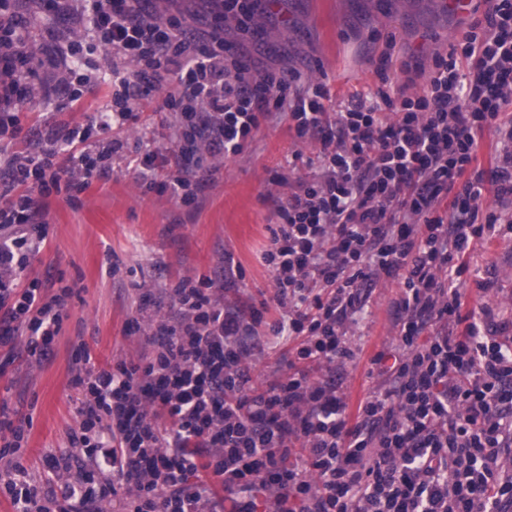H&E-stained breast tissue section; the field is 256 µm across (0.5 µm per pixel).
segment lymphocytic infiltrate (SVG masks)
<instances>
[{
    "mask_svg": "<svg viewBox=\"0 0 512 512\" xmlns=\"http://www.w3.org/2000/svg\"><path fill=\"white\" fill-rule=\"evenodd\" d=\"M207 2L202 31L155 0H71L87 40L64 53L111 61L112 106L44 124L40 151L0 158V348L41 366L67 316L71 288L19 282L46 237L38 198L75 201L118 160L143 192L196 204L201 174L279 116L314 156L303 176L287 162L264 195L278 219L262 255L274 297L227 299L242 275L228 252L219 275L141 289L127 330L144 354L100 367L75 348L78 426L40 474L23 460L30 418L0 406V495L14 512H512V337L478 322L462 292L474 242L512 223V0L436 55L419 90L383 62L376 90L333 112L311 75L229 54L225 22L248 31L257 0ZM26 3L0 0V139L18 133L15 105L45 91ZM153 91L168 132L128 143ZM390 280L397 334L353 408L336 374L357 355V313ZM280 339L294 355L257 389L249 367Z\"/></svg>",
    "mask_w": 512,
    "mask_h": 512,
    "instance_id": "f902f5d3",
    "label": "lymphocytic infiltrate"
}]
</instances>
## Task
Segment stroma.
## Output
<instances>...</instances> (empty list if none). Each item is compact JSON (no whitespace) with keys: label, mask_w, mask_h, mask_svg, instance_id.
Returning <instances> with one entry per match:
<instances>
[{"label":"stroma","mask_w":512,"mask_h":512,"mask_svg":"<svg viewBox=\"0 0 512 512\" xmlns=\"http://www.w3.org/2000/svg\"><path fill=\"white\" fill-rule=\"evenodd\" d=\"M283 19L264 30L231 33L230 51L242 64L256 67L261 54L287 56L289 68L318 71L330 91L327 109L355 91L378 84L384 52H391L390 72L397 83L421 82L435 54L446 53L448 39L463 33L468 15L446 13L437 0H288ZM35 44L49 47L56 38L77 40L82 26L71 18L43 14L30 18ZM104 103L99 89L85 91L80 107L55 93L49 104L24 101L17 107L20 132L11 148L31 149L41 126L85 123ZM298 147L287 119L261 125L244 157L225 161L200 195L184 207L168 195L142 194L125 171L114 166L111 177L93 182L78 201L64 196L44 199L46 240L20 274L36 279L46 292L69 286L74 295L55 342V355L41 367L9 360L0 350V405L32 419L24 460L41 468L46 456L59 453L77 425L75 392L69 383L75 345L86 344L95 365L137 360L141 341L127 335L125 324L140 302L138 286L153 279L161 284L181 276L211 277L224 250H231L244 272L229 292L243 303L271 299L273 278L261 259L276 218L264 202L272 170L285 164ZM397 285L373 290L352 340L359 353L339 376L350 405H357L377 384L370 378V359L394 336L391 303ZM467 307L489 303L490 322L512 335V229L501 226L492 238L476 241L463 285Z\"/></svg>","instance_id":"35a3bbf8"}]
</instances>
